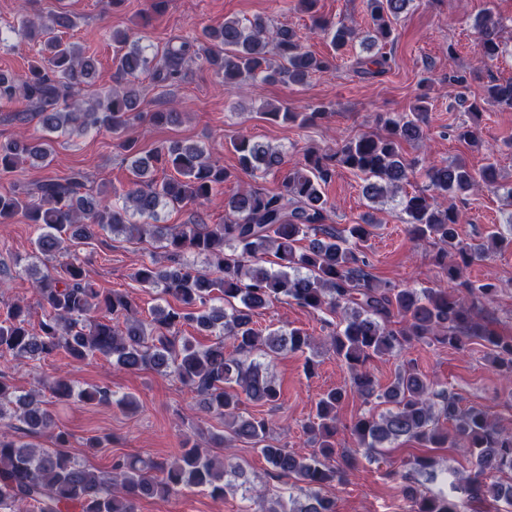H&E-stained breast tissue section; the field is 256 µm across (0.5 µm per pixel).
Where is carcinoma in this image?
I'll return each mask as SVG.
<instances>
[{"label": "carcinoma", "mask_w": 512, "mask_h": 512, "mask_svg": "<svg viewBox=\"0 0 512 512\" xmlns=\"http://www.w3.org/2000/svg\"><path fill=\"white\" fill-rule=\"evenodd\" d=\"M374 37L366 48L394 40V23L412 0H365ZM318 0H300L311 14L313 31L330 39L334 54L317 56L305 50L302 37L286 25L271 28L261 17L226 18L202 29V38L171 40L160 52L147 53L140 39L127 30L102 28V38L116 49L113 85L94 88L95 60L77 44L51 35L56 27H69L65 13L52 15L50 23L31 19L19 5L17 26L22 38L40 43L27 70L0 71V102L22 100L26 111L38 119L43 135L19 133L0 141V177L20 164L53 161L52 134L80 136L105 130L116 136L117 147L130 161L131 186L119 192L85 189L86 175L72 170L49 176L29 186L0 193V224H10L18 214L40 226L32 258L49 262L46 271L36 264L25 271L34 277L32 289L41 319L32 322L31 305L17 300L0 314V360H41L62 354L72 361L102 356L125 371L152 369L176 378L197 398L199 410L224 421V432L207 436L209 448L190 437L180 455L170 462L141 457H117L107 471L77 461L67 451L68 434H54L52 448H40L31 439L54 427L52 413L40 392L19 394L0 372V512H137L146 497L168 498L200 489L222 500L240 494L257 498L261 512H336L334 498L325 488L342 485L355 471L358 456L371 458L387 444L414 441L425 448L454 447L462 443L471 469L451 481V490L466 496L454 499L448 492L418 491L417 474L434 477V460L414 456L393 473L404 482L410 500L408 512H464L466 501L507 500L512 504V431L501 427L482 406L463 407L460 400L436 389V382L412 365L403 366L385 387L377 382L371 361L400 353L414 344L446 345L464 350L472 343L488 349L491 366L504 379L512 378V337L501 336L485 324L486 306L495 301L498 287L475 284L465 270L476 261L512 249V214L506 230H496L480 243H467L458 233L462 213L447 203L448 197L473 193L482 187L502 190L512 207V186L498 181L493 163L476 171L462 160L434 162L425 170L428 189L400 194L417 173L419 160L402 154L405 142L423 138V114L428 96L418 95L412 117L386 116L382 130L361 133L336 144V149H310L288 170L275 192L261 188L238 191L224 199V223L207 224L199 212L184 224L163 223V211L202 205L224 190L234 174L212 163L203 147L168 141L145 152L139 141L122 137L131 125L175 126L181 113L169 98L191 65L208 68L224 84L241 87L250 82L304 84L316 73L336 68V59L357 39V28L317 15ZM477 54L492 61L504 51L500 31L504 23L486 14L478 18ZM357 73L377 77L388 72L385 53L357 61ZM148 74L162 89L164 106L140 111L141 75ZM470 112L488 107L512 109V81L493 80L483 86L479 99L462 100ZM327 115L313 106L293 112L274 106L266 119L305 126ZM241 171L255 176L280 170L282 150L241 134L232 141ZM174 175L157 180V168ZM346 168L366 176L363 195L371 202L384 197L397 201L406 215L405 231L417 244L436 247L435 264L445 284L413 288L378 281L362 254L375 229L370 216L339 230L330 224L331 205L323 187L336 169ZM124 233L149 240L163 250L164 260L152 256L136 268L139 285L171 295L179 305L155 306L141 318L128 294L95 287L85 264L71 248L104 234ZM302 240L308 244L297 248ZM273 254L274 267L265 256ZM202 257L208 267L197 266ZM286 298L315 313L338 318L329 336L336 359L351 376L357 394L367 404L385 409L342 424L338 407L340 388L324 393L315 415L302 425L314 444L308 454L290 452L273 437L275 422L245 411L248 403L274 405L280 385L270 374V361L290 352L311 349L312 337L298 328L259 329L254 316L272 300ZM189 324L216 341L200 348L179 327ZM230 339L233 350L224 349ZM41 386L59 402L75 397L86 402H110L124 412L138 408L128 394L116 395L107 386L76 390L63 374L48 376ZM345 430L353 445L336 453V435ZM241 441L252 447L276 478L292 480L290 486L266 497L265 491L247 484L245 469L234 457H220L212 448H230ZM301 495H294L295 490Z\"/></svg>", "instance_id": "obj_1"}]
</instances>
